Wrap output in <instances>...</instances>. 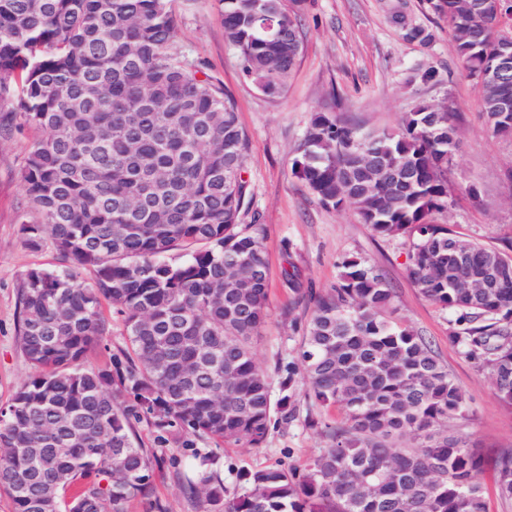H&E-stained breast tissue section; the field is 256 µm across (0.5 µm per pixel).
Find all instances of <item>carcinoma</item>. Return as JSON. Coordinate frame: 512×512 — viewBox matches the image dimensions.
I'll return each mask as SVG.
<instances>
[{"label":"carcinoma","mask_w":512,"mask_h":512,"mask_svg":"<svg viewBox=\"0 0 512 512\" xmlns=\"http://www.w3.org/2000/svg\"><path fill=\"white\" fill-rule=\"evenodd\" d=\"M241 70L280 94L303 53L305 0H219ZM456 52L489 128L512 135V0H442ZM170 0H0V139L28 132L18 176L33 248L55 270L27 269L17 335L28 377L0 406V491L13 512H162L151 499L161 457L141 447L146 423L173 452L204 512H488L481 457L452 430L460 388L427 339L393 317L374 266L342 262L313 299L297 357L278 361L280 396L254 345L268 315L262 225L242 224L249 138L231 95L176 46ZM457 127L448 106L419 104L401 128L366 130L333 112L311 119L294 174L320 202L355 207L380 238L410 240L406 273L456 315L453 340L490 371L512 407V255L467 242L432 215L448 210ZM125 343L99 369L86 354L110 334ZM310 407H337L326 446L305 468L221 476L224 442L263 447L272 427ZM497 492L512 500V448Z\"/></svg>","instance_id":"obj_1"}]
</instances>
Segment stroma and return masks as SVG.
<instances>
[{"mask_svg": "<svg viewBox=\"0 0 512 512\" xmlns=\"http://www.w3.org/2000/svg\"><path fill=\"white\" fill-rule=\"evenodd\" d=\"M437 2L307 0L304 51L277 96L263 94L242 74L218 0H172V7L179 19V49L204 63L233 96L249 136L244 172L249 195L241 221L262 225L269 264V316L255 345L259 364L271 372L278 357L292 354L310 296L336 285L344 258L377 267L393 290L395 319L428 339L462 391L465 415L456 429L481 455L476 480L488 512H512V500L497 493L495 465L499 453L512 448V408L497 397L489 372L450 338L452 314L426 300L408 279V239L375 237L353 206L325 207L292 171L315 113L334 111L346 123L395 129L416 102L448 105L457 117L459 146L448 168L452 203L436 221L467 241L501 251L512 246V137L486 128L475 84L456 54L447 20L435 10ZM411 27L425 29L430 42L406 38ZM430 68L437 71L438 83L420 80L419 71ZM28 147L21 135L0 141V405L30 372L17 336L19 279L28 268L53 269L60 263L51 246L30 248L22 232L25 195L18 169ZM472 185L478 198L468 195ZM287 270L296 273L298 291L285 283ZM306 415V404H299L296 419L271 430L263 448L225 446L227 492H239V470L308 464L325 441ZM152 496L167 512H199L174 479L171 461L156 469Z\"/></svg>", "mask_w": 512, "mask_h": 512, "instance_id": "obj_1", "label": "stroma"}]
</instances>
